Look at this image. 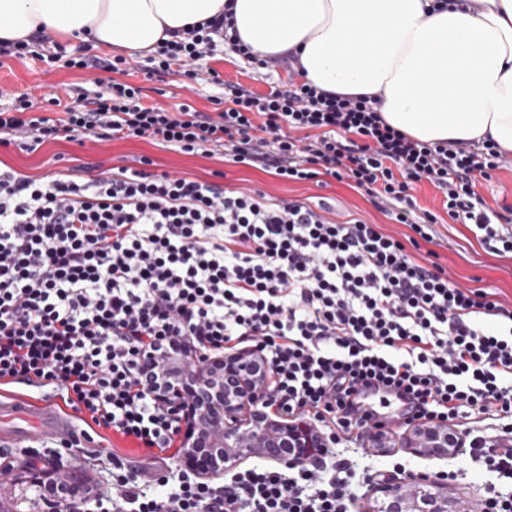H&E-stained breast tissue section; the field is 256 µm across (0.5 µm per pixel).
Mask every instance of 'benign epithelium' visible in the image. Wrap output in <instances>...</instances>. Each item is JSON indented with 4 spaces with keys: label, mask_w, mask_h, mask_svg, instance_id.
<instances>
[{
    "label": "benign epithelium",
    "mask_w": 512,
    "mask_h": 512,
    "mask_svg": "<svg viewBox=\"0 0 512 512\" xmlns=\"http://www.w3.org/2000/svg\"><path fill=\"white\" fill-rule=\"evenodd\" d=\"M152 372L148 392L176 418L180 426V469L210 479L223 475L252 455L283 465L305 464L328 452L316 428L305 419L275 420L256 408L271 385L266 361L254 352H238L201 359L189 342L177 339L172 350L143 360ZM461 442L450 425L417 423L407 427L404 448L417 457L446 459ZM26 474L38 488L26 512H56L68 501L88 512L86 484L76 471L58 460L41 467L28 464L0 467V512L3 500ZM360 512H468L461 498L448 495L447 483L425 473L411 481L378 484Z\"/></svg>",
    "instance_id": "benign-epithelium-1"
}]
</instances>
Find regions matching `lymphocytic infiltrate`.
<instances>
[{"label": "lymphocytic infiltrate", "instance_id": "lymphocytic-infiltrate-1", "mask_svg": "<svg viewBox=\"0 0 512 512\" xmlns=\"http://www.w3.org/2000/svg\"><path fill=\"white\" fill-rule=\"evenodd\" d=\"M227 16L177 31L145 69L191 67L225 43L251 59ZM373 96L345 98L308 83L255 97L224 86V106H145L141 87L83 92L63 117L33 114L28 96L0 108V146L36 150L60 134L139 138L292 182L348 181L408 226L409 241L325 201L274 199L217 182L127 167L89 179H35L0 169V388L59 387L90 422L166 452L178 422L147 392L140 361L175 337L200 355L246 348L273 382L261 408L309 420L330 444L356 441L391 418L368 403L397 395L404 424H447L485 465L512 479V307L463 288L420 261L437 215L411 183L430 181L452 221L490 250L512 253V219L481 205L478 178L508 162L429 144L390 127ZM492 318L496 329L480 325ZM499 422L496 440L477 423ZM112 492L98 512H356L345 461L323 468L255 465L228 483L108 458Z\"/></svg>", "mask_w": 512, "mask_h": 512}]
</instances>
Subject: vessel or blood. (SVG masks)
<instances>
[{"instance_id": "1", "label": "vessel or blood", "mask_w": 512, "mask_h": 512, "mask_svg": "<svg viewBox=\"0 0 512 512\" xmlns=\"http://www.w3.org/2000/svg\"><path fill=\"white\" fill-rule=\"evenodd\" d=\"M74 431L71 417L57 407L55 389L42 391L40 398L16 397L0 399V450L9 452L20 441L35 439L54 442L69 437Z\"/></svg>"}]
</instances>
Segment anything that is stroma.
I'll use <instances>...</instances> for the list:
<instances>
[{"instance_id": "35a3bbf8", "label": "stroma", "mask_w": 512, "mask_h": 512, "mask_svg": "<svg viewBox=\"0 0 512 512\" xmlns=\"http://www.w3.org/2000/svg\"><path fill=\"white\" fill-rule=\"evenodd\" d=\"M212 70L222 79L248 87L258 97L266 95L271 86L287 84L290 77L288 69H257L230 50L221 48L204 61L198 75H188L177 67L161 81L148 78L138 68L115 72L101 68L91 71L61 67L49 71L44 63L28 57L7 58L0 62V86L8 87L15 94L38 99L48 94L64 95L67 89L87 86L89 79L97 77L107 84L120 82L143 87L144 103L148 106L170 107L186 103L196 110L208 112L214 107V97L223 92L222 87L209 83L208 73ZM143 156L152 160L151 170L157 174L168 172L210 181L215 173L221 172L225 175V184L232 188H257L276 198L331 197L344 218L358 217L382 225L391 233L404 230L403 225L394 224L362 194L336 180H329L324 186L312 182H288L250 167L225 162L220 154L186 155L138 138L91 141L79 136L62 137L46 141L34 151L15 145L0 146V167L33 178H74L96 165L106 169L133 167ZM436 230L439 261L456 283L467 288L498 289L502 298L512 304V255H498L487 250L466 224L444 223L437 225ZM404 431L402 423L394 424L395 445L387 454L378 453L369 443L360 441L344 440L333 447L336 458L349 460L352 464V487L357 500H364L378 482L401 476L405 471L448 475L449 490L460 497H474L476 512H481L489 490L512 496V481H503L469 453L463 452L448 460L425 459L408 453L400 446Z\"/></svg>"}]
</instances>
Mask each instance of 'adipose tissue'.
Segmentation results:
<instances>
[{"mask_svg":"<svg viewBox=\"0 0 512 512\" xmlns=\"http://www.w3.org/2000/svg\"><path fill=\"white\" fill-rule=\"evenodd\" d=\"M226 0H0V42L47 30L142 56ZM241 44L297 57L304 81L377 96L384 121L426 143L512 155V0H233Z\"/></svg>","mask_w":512,"mask_h":512,"instance_id":"adipose-tissue-1","label":"adipose tissue"}]
</instances>
